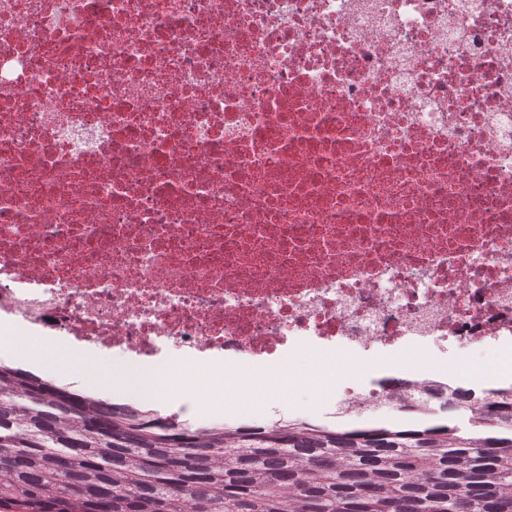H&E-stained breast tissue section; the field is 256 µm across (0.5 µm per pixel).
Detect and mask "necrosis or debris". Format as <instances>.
<instances>
[{"label": "necrosis or debris", "instance_id": "4bbe7bcc", "mask_svg": "<svg viewBox=\"0 0 512 512\" xmlns=\"http://www.w3.org/2000/svg\"><path fill=\"white\" fill-rule=\"evenodd\" d=\"M0 311L133 365L512 350V0H0Z\"/></svg>", "mask_w": 512, "mask_h": 512}]
</instances>
